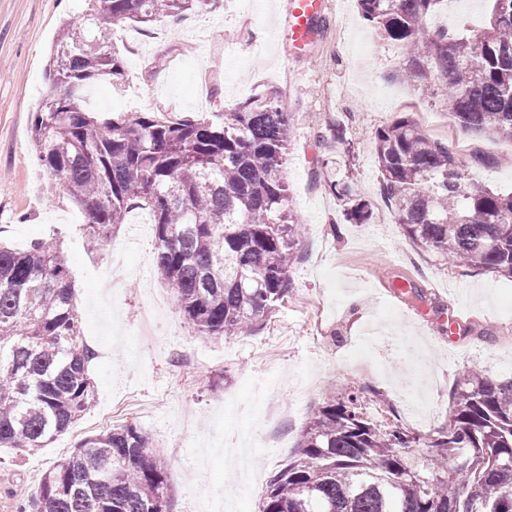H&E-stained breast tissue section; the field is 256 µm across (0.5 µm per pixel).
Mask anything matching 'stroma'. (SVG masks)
I'll return each mask as SVG.
<instances>
[{
  "label": "stroma",
  "instance_id": "35a3bbf8",
  "mask_svg": "<svg viewBox=\"0 0 512 512\" xmlns=\"http://www.w3.org/2000/svg\"><path fill=\"white\" fill-rule=\"evenodd\" d=\"M285 2L223 0L186 16L177 31L164 21L118 23L124 86L97 83L87 93L95 112L174 117L286 88L295 138L285 177L288 206L302 224L300 258L289 271L287 300L261 329L213 340L193 332L159 282L151 224L128 213L112 236L113 252L91 254L75 207L39 174L30 125L48 90V54L60 21L83 17L88 0H0V242L23 250L61 237L83 335L97 353L90 366L97 399L74 425L33 454L0 448V512H17L82 438L123 423L152 438L170 475V512H211L218 493L237 512H257L330 383L375 390L403 426L426 434L446 423L449 392L466 369L512 377V363L503 361V343L512 338V278L417 254L379 195L373 141L399 113L417 121L430 115L448 122L444 141L470 174L505 191H512V142L464 131L417 87L396 80L401 49L366 25L355 0H326V25L302 50L277 35ZM331 123L344 128L347 151L314 139ZM330 153L351 196L372 204L371 223H344V201L315 180L319 159ZM479 155L484 163H476ZM111 265L117 283L105 299L98 277ZM403 282L423 289V298L399 293ZM377 322L440 377L430 419L414 413L420 388L403 357L378 362L377 341L364 339ZM270 395L298 400L301 410L279 425V448H256L258 478L250 486L222 451L238 446L240 426L256 421Z\"/></svg>",
  "mask_w": 512,
  "mask_h": 512
}]
</instances>
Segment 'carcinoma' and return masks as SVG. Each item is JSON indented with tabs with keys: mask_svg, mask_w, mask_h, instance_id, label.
<instances>
[{
	"mask_svg": "<svg viewBox=\"0 0 512 512\" xmlns=\"http://www.w3.org/2000/svg\"><path fill=\"white\" fill-rule=\"evenodd\" d=\"M208 2L94 0L89 18L62 20L30 133L53 187L83 213L91 251L105 249L129 212H150L158 278L187 323L219 339L265 324L287 297L299 256L301 227L283 176L293 125L280 90L183 118H102L84 98L94 81L121 87L125 61L112 24L150 25ZM443 2L357 6L379 37L403 49L397 79L431 77L425 97L461 128L512 139V0H494L480 32L426 30ZM316 139L346 142L334 126ZM374 153L380 195L415 249L512 277V192L472 180L453 149L403 113L376 130ZM335 168L330 156L315 174L345 197L348 188L329 178ZM344 219L369 223L371 204L358 201ZM94 358L60 239L22 251L0 244V447L29 453L68 430L96 398ZM451 399L446 424L423 436L374 421L358 391H327L259 512H512V378L469 370ZM169 482L149 435L125 423L81 439L19 512H169Z\"/></svg>",
	"mask_w": 512,
	"mask_h": 512,
	"instance_id": "1",
	"label": "carcinoma"
}]
</instances>
